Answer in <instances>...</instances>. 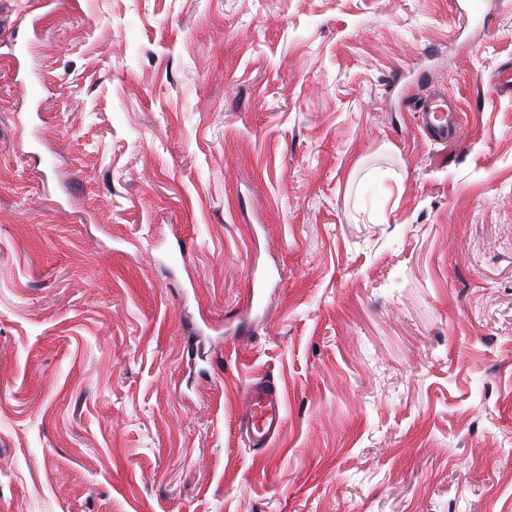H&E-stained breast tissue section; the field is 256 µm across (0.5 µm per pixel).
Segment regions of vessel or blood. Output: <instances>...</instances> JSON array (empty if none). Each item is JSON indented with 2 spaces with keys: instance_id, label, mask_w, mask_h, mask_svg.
Here are the masks:
<instances>
[{
  "instance_id": "obj_1",
  "label": "vessel or blood",
  "mask_w": 512,
  "mask_h": 512,
  "mask_svg": "<svg viewBox=\"0 0 512 512\" xmlns=\"http://www.w3.org/2000/svg\"><path fill=\"white\" fill-rule=\"evenodd\" d=\"M496 94L512 99V66L501 65L489 76ZM423 126L432 140L444 144L456 142L460 130L457 110L443 95H428L420 107ZM285 423L284 401L276 386L258 380L245 390V410L240 424L251 447H268Z\"/></svg>"
}]
</instances>
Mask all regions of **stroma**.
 I'll return each instance as SVG.
<instances>
[{
    "label": "stroma",
    "mask_w": 512,
    "mask_h": 512,
    "mask_svg": "<svg viewBox=\"0 0 512 512\" xmlns=\"http://www.w3.org/2000/svg\"><path fill=\"white\" fill-rule=\"evenodd\" d=\"M484 11L0 0V512H512V0ZM489 83L499 97L512 99V68L503 64L489 75ZM423 126L432 140L444 144L456 142L460 130L457 108L441 94L428 95L420 107ZM245 410L240 418L252 448H268L285 423L284 401L276 386L258 380L245 390Z\"/></svg>",
    "instance_id": "stroma-1"
}]
</instances>
